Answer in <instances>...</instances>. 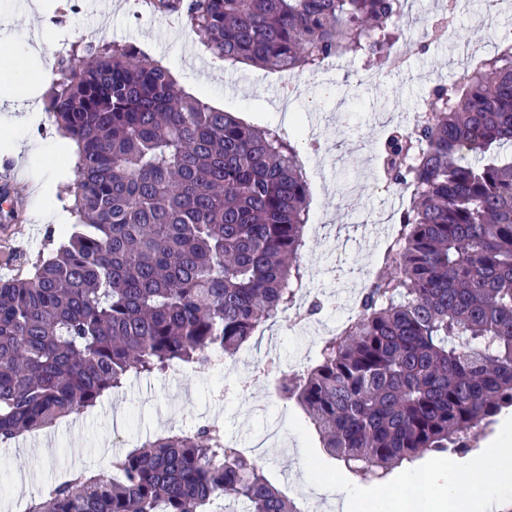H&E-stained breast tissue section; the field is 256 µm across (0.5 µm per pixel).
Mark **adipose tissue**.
<instances>
[{
    "mask_svg": "<svg viewBox=\"0 0 512 512\" xmlns=\"http://www.w3.org/2000/svg\"><path fill=\"white\" fill-rule=\"evenodd\" d=\"M42 82L32 73L8 65L0 68V92L9 102V124L30 121L36 109L33 89ZM459 465L451 458L432 461L425 484L408 480L400 493L383 500L387 512H426L425 498L433 496L438 512H495L496 503L512 490V432L500 434L484 455L469 466V492L458 489Z\"/></svg>",
    "mask_w": 512,
    "mask_h": 512,
    "instance_id": "obj_1",
    "label": "adipose tissue"
}]
</instances>
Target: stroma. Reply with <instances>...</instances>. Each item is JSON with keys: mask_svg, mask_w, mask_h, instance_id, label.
<instances>
[{"mask_svg": "<svg viewBox=\"0 0 512 512\" xmlns=\"http://www.w3.org/2000/svg\"><path fill=\"white\" fill-rule=\"evenodd\" d=\"M150 2L141 0V13L136 16L129 0H48L40 13L31 12V0H0V31L22 29L31 35L30 52L0 57L25 66L33 52L39 68L51 70L59 55L77 45L104 39L127 43L160 60L186 94L213 108L233 112L254 125L281 127L288 136L293 121L314 127L320 153L305 146L300 149L312 200L303 265L311 296L328 300L330 306L300 328L286 319L270 324L264 335L255 336L223 367H176L164 374L130 378L92 411L0 444V512H10L12 502L44 493L63 473L79 468L111 475L112 454L170 430L203 424L219 426L225 438L251 451L273 484L298 500L303 512H336L318 491L333 479L352 488L359 501L371 500L384 488L395 487L402 470L393 471L381 486L346 473L323 454L300 406L279 399L274 384L257 378L256 371L271 356L285 376L313 364L322 339L318 322L333 324L344 316V285L375 261L368 245L370 216L380 204L372 189L374 172L364 162L381 142L374 114L416 111L425 82L447 72L449 44L435 43L423 50L417 40L434 0H415L403 26L399 48L410 58L404 72L375 74L356 60L348 68L306 73L300 77L299 94L285 106L279 103L277 72L233 66L212 53H200L197 36L181 16L155 11ZM462 3L459 31L469 42H489L498 26L512 25V14L484 17V0ZM16 134L29 149L23 159H16L6 135L0 134V179L17 176L14 252L33 262L48 255L50 230L33 218V182H47L53 209L68 211L66 189L74 184V157L48 153V145L59 141L60 134L46 110H39ZM340 242L347 246L341 277L335 273Z\"/></svg>", "mask_w": 512, "mask_h": 512, "instance_id": "1", "label": "stroma"}]
</instances>
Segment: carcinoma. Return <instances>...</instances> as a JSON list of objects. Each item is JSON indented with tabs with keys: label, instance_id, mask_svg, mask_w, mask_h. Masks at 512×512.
Wrapping results in <instances>:
<instances>
[{
	"label": "carcinoma",
	"instance_id": "obj_1",
	"mask_svg": "<svg viewBox=\"0 0 512 512\" xmlns=\"http://www.w3.org/2000/svg\"><path fill=\"white\" fill-rule=\"evenodd\" d=\"M405 0H157L224 61L280 72L330 58L384 69ZM57 58L46 109L75 144L66 240L0 279V441L94 409L134 375L226 361L288 317L305 277L300 152L185 94L131 45ZM512 39L436 84L380 155L406 193L357 313L315 364L269 375L322 448L383 481L425 455L467 454L512 407ZM73 473L28 512H303L216 425Z\"/></svg>",
	"mask_w": 512,
	"mask_h": 512
}]
</instances>
